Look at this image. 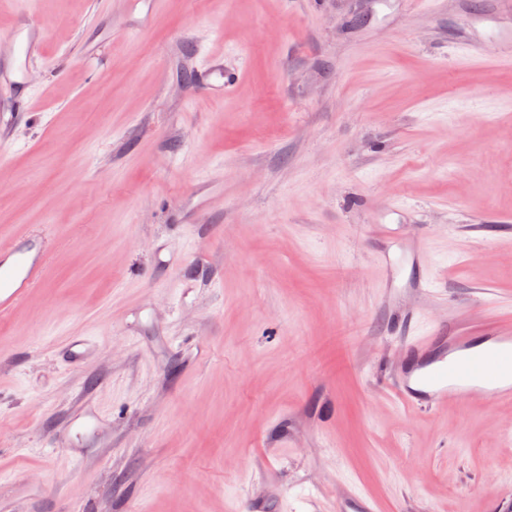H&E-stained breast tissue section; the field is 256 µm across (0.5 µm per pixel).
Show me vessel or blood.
Instances as JSON below:
<instances>
[{
    "label": "vessel or blood",
    "instance_id": "b4317fda",
    "mask_svg": "<svg viewBox=\"0 0 512 512\" xmlns=\"http://www.w3.org/2000/svg\"><path fill=\"white\" fill-rule=\"evenodd\" d=\"M378 237L386 247L383 276L393 285L398 265L389 253L399 244L397 232L389 225L378 227ZM9 265H0V311H8L29 290L35 288L44 267L43 254L29 255L26 247L7 248ZM402 346L417 361L416 375L392 381L391 390L411 410L431 407L451 398L479 395L489 402L512 399V333L491 336L482 349H474L468 336L406 335Z\"/></svg>",
    "mask_w": 512,
    "mask_h": 512
}]
</instances>
